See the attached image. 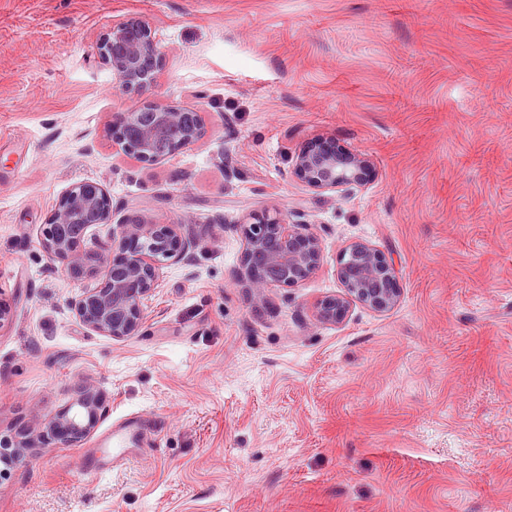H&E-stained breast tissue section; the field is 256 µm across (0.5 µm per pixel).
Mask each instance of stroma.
<instances>
[{"label":"stroma","mask_w":512,"mask_h":512,"mask_svg":"<svg viewBox=\"0 0 512 512\" xmlns=\"http://www.w3.org/2000/svg\"><path fill=\"white\" fill-rule=\"evenodd\" d=\"M131 16L165 52L146 98L208 127L158 164L106 135L141 98L97 45ZM315 139L366 154L364 186L299 182ZM80 181L195 242L124 341L76 320L97 280L40 244ZM260 212L324 259L257 300L237 226ZM351 241L399 303L320 322ZM0 301V435L85 379L106 406L80 446L24 449L0 512H512V0H0Z\"/></svg>","instance_id":"1"}]
</instances>
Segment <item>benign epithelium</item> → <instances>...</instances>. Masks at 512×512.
<instances>
[{"label": "benign epithelium", "mask_w": 512, "mask_h": 512, "mask_svg": "<svg viewBox=\"0 0 512 512\" xmlns=\"http://www.w3.org/2000/svg\"><path fill=\"white\" fill-rule=\"evenodd\" d=\"M99 58L119 86L142 94L155 86L165 55L148 23L128 17L112 23L100 42ZM206 133L204 113L181 104L148 102L112 114L116 144L142 162L161 163ZM368 165V156L361 152L339 153L318 143L298 150L293 174L316 193H341L364 185ZM111 215L112 198L105 187L76 183L60 196L49 223L43 225L41 246L73 281L101 270L97 287L82 291L71 308L86 328L122 341L141 329L145 302L158 288L163 266L184 259L191 240L182 235L179 224L129 215L112 225V254L88 249L85 242L92 229ZM237 231L242 256L236 276L257 300L266 288L297 286L323 262L321 240L277 215H253L237 224ZM336 274L342 291L320 303L318 317L323 322H342L356 303L381 314L398 304L395 269L371 244H347ZM104 413L99 389L87 379L72 404L16 437L14 447L76 446L95 431Z\"/></svg>", "instance_id": "obj_1"}]
</instances>
